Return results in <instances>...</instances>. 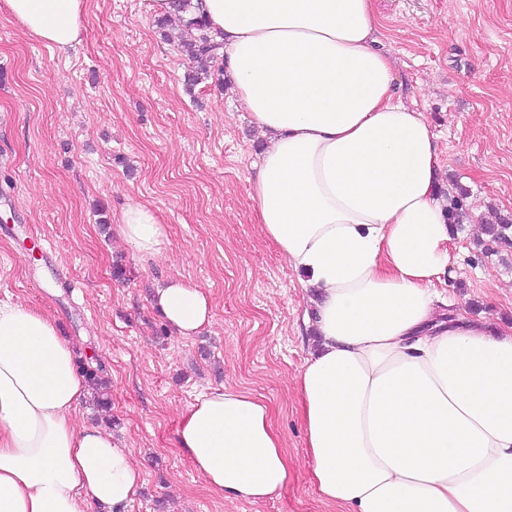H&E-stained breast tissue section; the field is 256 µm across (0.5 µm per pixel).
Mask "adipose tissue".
Segmentation results:
<instances>
[{
  "label": "adipose tissue",
  "mask_w": 512,
  "mask_h": 512,
  "mask_svg": "<svg viewBox=\"0 0 512 512\" xmlns=\"http://www.w3.org/2000/svg\"><path fill=\"white\" fill-rule=\"evenodd\" d=\"M60 50L84 0H0ZM222 45L232 91L266 143L251 187L314 305L315 345L295 376L318 497L340 512H512V324L442 306L451 227L436 136L395 93L372 0H193ZM119 236L155 256L167 229L129 199ZM151 302L189 338L208 293L167 279ZM55 320L0 301V512H129L131 449L77 424L90 387ZM177 443L209 489L250 502L287 485L263 397L224 386L183 413Z\"/></svg>",
  "instance_id": "obj_1"
}]
</instances>
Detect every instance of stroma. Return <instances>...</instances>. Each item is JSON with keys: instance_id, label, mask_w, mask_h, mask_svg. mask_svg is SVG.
I'll return each instance as SVG.
<instances>
[{"instance_id": "1", "label": "stroma", "mask_w": 512, "mask_h": 512, "mask_svg": "<svg viewBox=\"0 0 512 512\" xmlns=\"http://www.w3.org/2000/svg\"><path fill=\"white\" fill-rule=\"evenodd\" d=\"M373 12L398 94L437 136L442 185L466 194L448 302L512 323V243L478 232L512 220V0H373ZM157 20L152 0H85L81 40L62 52L0 13V300L53 316L102 366L110 407L85 400L75 420L132 449L144 483L130 512H336L313 488L295 397L306 294L249 195L257 130L216 78L186 88L190 34ZM130 197L166 225L163 255L119 238ZM168 277L212 299L193 338L149 301ZM220 385L271 409L290 472L271 500L211 493L176 444L182 413Z\"/></svg>"}]
</instances>
